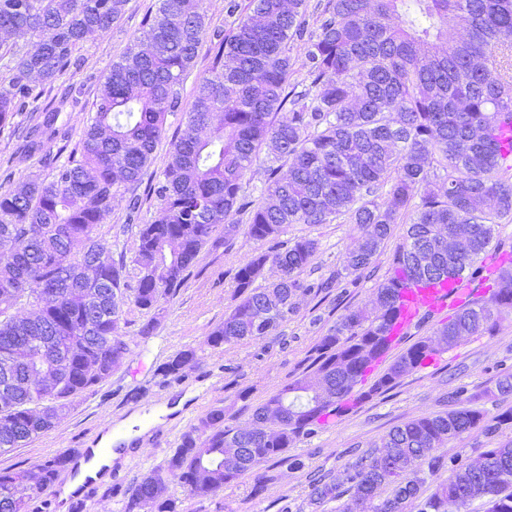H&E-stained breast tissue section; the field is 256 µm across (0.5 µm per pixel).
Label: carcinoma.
Masks as SVG:
<instances>
[{
	"instance_id": "obj_1",
	"label": "carcinoma",
	"mask_w": 512,
	"mask_h": 512,
	"mask_svg": "<svg viewBox=\"0 0 512 512\" xmlns=\"http://www.w3.org/2000/svg\"><path fill=\"white\" fill-rule=\"evenodd\" d=\"M127 3L0 0V34L37 37L0 93V127L24 110L32 83H52L75 48L119 20ZM247 10L232 29L212 33L204 0H158L143 21L144 43L112 63L79 158L60 163L45 150L61 135L65 97L21 131L23 156H41L51 175L0 189V450L48 432L76 397L111 376L128 351L118 334L127 280L131 303L151 311L180 287L217 232L226 242L241 231L258 242L278 239L290 224L345 218L357 225V246L325 280L299 279L318 252L309 236L238 268L235 303L207 344L275 337L299 295L320 294L342 278L357 284L393 224L407 214L410 222L372 307L340 316L318 344L315 369L255 407L244 428L224 424V408L211 409L181 435L163 468L116 491L123 512H178L171 484L210 496L269 463L302 469L288 448L348 412L350 397L361 403L388 392L463 338L493 335L512 311L511 261L488 298L463 304L369 390L354 392L392 348L405 281L439 282L452 271L480 280L481 255L499 247L497 227L512 219V174L492 139L500 122L512 120V0H326L313 33L305 0H249ZM207 37L211 66L197 77L186 128L173 136L162 178L148 190L160 202L158 216L121 225L119 235L134 231V255L101 265L96 231L118 197L127 198L129 216L140 212L137 189ZM294 42L305 45L312 96L289 89ZM256 166L267 173L258 203L244 189ZM433 166L444 171L437 191ZM240 214L247 223L231 220ZM450 239L461 247L448 249ZM269 262L279 277L256 284ZM194 357L176 354L165 374L179 375ZM484 396L459 395L449 411L393 427L349 468V498L337 512L359 504L366 512H461L483 498L486 512H512V441L482 450L474 465L438 453L466 432L512 428V410L490 418L478 407ZM70 461L64 452L0 469V512H56L49 489ZM443 470L450 475L439 482ZM341 496L336 484L310 480L311 507Z\"/></svg>"
}]
</instances>
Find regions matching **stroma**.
I'll list each match as a JSON object with an SVG mask.
<instances>
[{
  "mask_svg": "<svg viewBox=\"0 0 512 512\" xmlns=\"http://www.w3.org/2000/svg\"><path fill=\"white\" fill-rule=\"evenodd\" d=\"M158 0H129L126 13L111 27L93 33L76 47L74 64L54 80L15 117L16 125H28L32 113L42 110L54 91L72 90L76 104L65 105L61 119L71 136L67 144L49 143L61 160L75 155L89 112L100 94L104 77L135 38L142 33L143 16L156 10ZM20 138L11 128L0 129V167H12L14 184L44 178L49 170L38 158L20 153ZM406 223L394 226L370 271L356 286L333 289L328 295H303L295 315L284 323L278 338L248 339L218 348L207 345L209 332L224 320L236 295L235 273L251 255L270 251L271 243L245 235L233 241L216 240L202 250L180 288L144 312L124 304L119 334L128 345L111 377L96 391L76 399L55 427L26 445L0 452V469L24 468L52 459L59 453L94 447L112 430L116 419L139 424L152 420L142 437V449L116 463L111 478L97 481L81 497L59 500L57 512H122L113 486L130 487L145 472L160 467L176 448L180 436L213 407L224 409L227 424L248 426L252 410L271 394L311 368L322 336L347 310L368 306L375 289L388 274L391 256L402 243ZM308 235L319 242L311 266L301 275L313 282L340 270L344 255L355 247L356 225L339 220L329 224H292L285 236ZM154 323L151 335H142L144 324ZM196 353L182 377L165 375V363L178 352ZM512 372V313L503 314L492 336H473L427 365L403 375L389 392L371 397L344 416L329 420L315 435L300 439L292 455L305 467L299 471L272 466L242 475L210 497H198L180 486L170 492L179 512H310L309 476L320 472L342 485L356 457L397 425L410 419L447 410L448 394L464 388L483 393L482 407L495 414L512 409V394L501 396L493 388L498 376ZM512 440V430L488 436L481 430L450 440L444 453L464 463L475 462L481 449Z\"/></svg>",
  "mask_w": 512,
  "mask_h": 512,
  "instance_id": "35a3bbf8",
  "label": "stroma"
}]
</instances>
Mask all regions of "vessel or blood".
Returning <instances> with one entry per match:
<instances>
[{
	"instance_id": "1",
	"label": "vessel or blood",
	"mask_w": 512,
	"mask_h": 512,
	"mask_svg": "<svg viewBox=\"0 0 512 512\" xmlns=\"http://www.w3.org/2000/svg\"><path fill=\"white\" fill-rule=\"evenodd\" d=\"M480 294V289L462 276H451L438 283L412 284L400 293V314L393 335L397 338L408 335L426 318L458 307Z\"/></svg>"
}]
</instances>
